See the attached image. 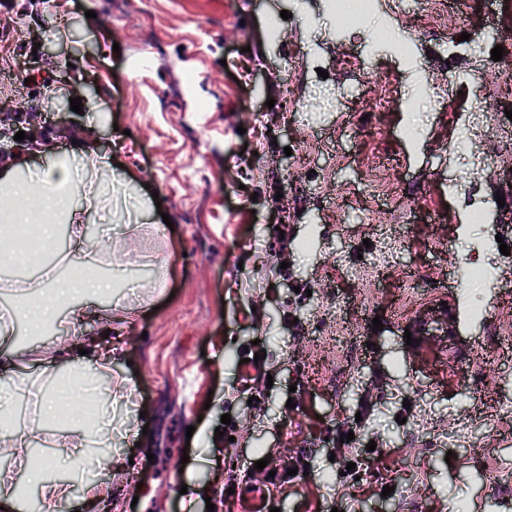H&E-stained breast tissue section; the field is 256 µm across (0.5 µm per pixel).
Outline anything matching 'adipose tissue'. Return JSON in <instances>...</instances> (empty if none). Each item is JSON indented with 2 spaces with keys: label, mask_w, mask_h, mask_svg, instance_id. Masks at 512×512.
Wrapping results in <instances>:
<instances>
[{
  "label": "adipose tissue",
  "mask_w": 512,
  "mask_h": 512,
  "mask_svg": "<svg viewBox=\"0 0 512 512\" xmlns=\"http://www.w3.org/2000/svg\"><path fill=\"white\" fill-rule=\"evenodd\" d=\"M107 167L95 136L90 135L41 171H32L27 159L19 156L0 169V263L19 261L13 225H42L48 241L54 240L63 226L70 239L69 249L46 258L35 278H0V291L27 300L25 328L29 335H41L61 316L69 324L53 347L21 350L14 341L15 312L0 313V410L10 408L20 388L30 389L34 396L29 425L0 426V456L13 462L12 469H0V512H21V487L16 478L20 472L38 489L44 505L70 500L71 484L46 479L43 469L31 467L28 453L34 434L57 418L61 396L78 387L100 384L110 398L120 400L133 387L129 377L115 373L112 352L101 344L104 332L123 331L122 314L115 306L106 307L101 302L113 279L122 276V266L112 257L111 238L92 241L86 235L87 226L98 223L106 199L94 174ZM80 349L87 350L88 358L74 361L73 354ZM35 364L57 379L56 392L43 391L32 378L29 369ZM111 440V429L101 419L91 418L61 436L57 445L74 449L83 457L88 448Z\"/></svg>",
  "instance_id": "1"
}]
</instances>
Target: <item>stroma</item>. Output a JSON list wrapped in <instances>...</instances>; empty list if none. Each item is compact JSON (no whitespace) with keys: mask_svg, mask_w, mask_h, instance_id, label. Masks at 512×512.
Wrapping results in <instances>:
<instances>
[{"mask_svg":"<svg viewBox=\"0 0 512 512\" xmlns=\"http://www.w3.org/2000/svg\"><path fill=\"white\" fill-rule=\"evenodd\" d=\"M112 2L0 0V102L12 101L21 130L42 143L26 153L33 168L92 126L113 175L161 203L152 224H132L131 200L108 216L114 233L134 237L131 278L174 269L152 297L125 289L129 324L112 339L135 384L112 408L133 429L112 450L131 457L139 486L133 498L117 491L122 512H257L259 499L240 500L230 484L245 483L258 460L302 450L307 472L281 487L280 512H512L490 481L493 463L512 465V417L476 415L512 399L492 322L512 308V266L491 227L448 201L449 179L478 146V202L494 211L512 152L463 133L443 106H407L422 83H443L448 41L465 33L478 55L503 47L483 98L497 118L512 110L499 81L512 69V38L496 33L499 0H450L433 26L427 0L396 12L379 0L341 32L332 0H128L119 22ZM374 75L394 111L370 107ZM82 76L97 101L78 114L67 103ZM292 98L309 109L289 120ZM288 148L303 160L283 172L273 162ZM370 153L391 193L417 206L387 267L376 259L390 203L355 189ZM368 211L374 221L362 223ZM460 252L489 276L479 317L469 289L449 278ZM442 303L452 333L407 345L415 312ZM249 346L273 378L256 402L244 382ZM459 418L472 419L476 444L446 448ZM347 429L355 438L344 444Z\"/></svg>","mask_w":512,"mask_h":512,"instance_id":"stroma-1","label":"stroma"}]
</instances>
